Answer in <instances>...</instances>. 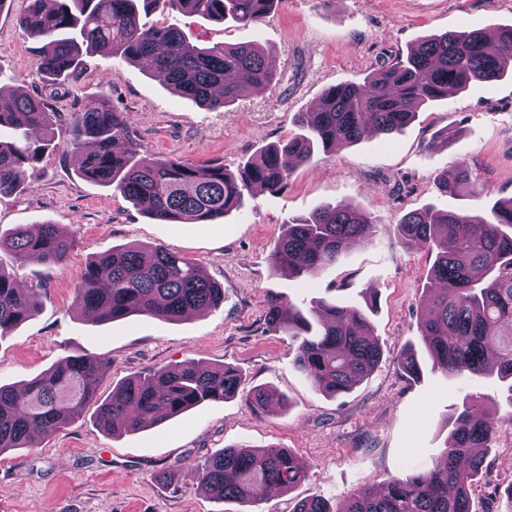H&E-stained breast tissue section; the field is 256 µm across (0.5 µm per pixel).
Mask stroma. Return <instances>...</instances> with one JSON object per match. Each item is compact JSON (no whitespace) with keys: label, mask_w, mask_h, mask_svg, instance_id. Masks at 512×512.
I'll list each match as a JSON object with an SVG mask.
<instances>
[{"label":"stroma","mask_w":512,"mask_h":512,"mask_svg":"<svg viewBox=\"0 0 512 512\" xmlns=\"http://www.w3.org/2000/svg\"><path fill=\"white\" fill-rule=\"evenodd\" d=\"M28 0L0 11V87L47 98L54 110L55 147L26 168L24 191L0 196V233L19 224L50 222L75 240L61 266L19 263L0 252V268L40 291L37 312L0 339V384H19L67 357L92 355L108 366L96 395L148 369L203 361L235 366L239 394L206 402L156 428L112 435L94 421L96 402L36 447L0 454V512H291L303 498L340 504L360 487L381 486L406 461L441 456L448 423L469 396L485 410L512 412L493 378L460 380L424 362L419 379L393 364L406 346L422 348L419 316L431 255L402 247L397 220L428 205L476 211L512 197V78L471 84L423 108L400 134L370 136L320 152L276 193L247 196L244 209L212 224H161L79 173L68 149L71 118L85 98L101 95L123 112L145 149L201 166L229 170L294 132L295 113L313 108L324 89L361 83L422 37L512 25V0H281L257 25L208 21L158 11L147 24L177 25L191 43H257L274 61L278 80L215 112L173 93L144 64L88 54L78 78L51 85L36 72L39 41L19 27ZM453 135L433 147L440 131ZM466 162L485 199L439 195L434 176ZM349 203L379 220L371 240L310 281L272 268L271 253L289 220ZM164 245L195 260L220 284L224 303L178 321L134 315L95 324L75 304L87 263L115 246ZM307 308L315 300L372 307V328L384 356L349 393L330 397L295 369V344L264 320L269 292ZM265 387L284 395L285 410L251 409L247 394ZM290 449L307 479L249 505L224 503L203 491L196 460L227 445ZM179 469L176 483L155 473ZM474 495L475 512H512V428L501 430Z\"/></svg>","instance_id":"1"}]
</instances>
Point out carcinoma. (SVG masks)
Returning <instances> with one entry per match:
<instances>
[{
	"label": "carcinoma",
	"mask_w": 512,
	"mask_h": 512,
	"mask_svg": "<svg viewBox=\"0 0 512 512\" xmlns=\"http://www.w3.org/2000/svg\"><path fill=\"white\" fill-rule=\"evenodd\" d=\"M279 0H29L23 32L45 41L36 71L49 84L76 75L83 55L102 52L144 62L178 95L211 111L232 105L251 89L269 86L276 73L257 44L199 46L174 25H147L140 11L159 9L209 20L257 24ZM512 76V26L447 32L420 40L406 55L359 84L327 88L314 111L296 113L300 132L270 144L228 171L212 164L201 171L177 157L143 149L134 130L103 97H90L73 113L71 146L81 153L80 174L118 192L150 218L166 224H209L245 203L256 189H283L291 174L315 153L368 136L390 137L410 124L423 106L473 82ZM51 104L18 95L0 106V194L22 184L25 168L53 142ZM443 195L483 194L461 164L435 178ZM379 220L349 204L327 206L284 225L271 254L277 270L305 281L336 264L353 246L373 238ZM397 236L408 248L435 255L424 287L421 339L432 365L458 379L497 374L512 402V199L495 201L485 214L433 206L404 214ZM73 240L55 224H19L0 234V251L21 261L62 265ZM40 292L22 288L0 270V338L38 308ZM76 304L94 322L131 315L176 321L224 304V288L199 273V265L163 245L114 247L90 261L75 290ZM265 320L296 343L295 368L317 389L338 397L364 381L383 358L366 312L322 299L303 309L270 292ZM409 379L421 373L417 352L396 356ZM107 361L71 357L21 386L0 385V454L32 448L35 435L50 436L96 398V381ZM239 372L205 362L162 366L112 387L96 410L97 424L114 435L157 425L204 402L235 397ZM249 404L269 411L286 407L275 392L257 387ZM512 414L493 417L478 396L454 417L443 455L428 467L406 463L382 491L358 489L338 508L322 497L295 503L292 512H473L471 488L485 468L488 450ZM201 484L223 502L257 503L272 491L291 490L308 470L286 448L227 446L196 464Z\"/></svg>",
	"instance_id": "cac0c4a2"
}]
</instances>
